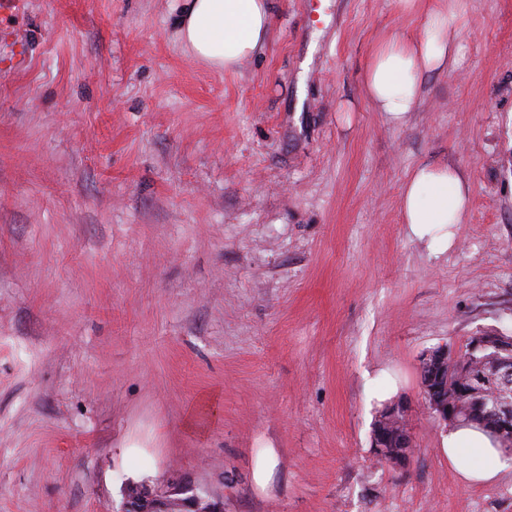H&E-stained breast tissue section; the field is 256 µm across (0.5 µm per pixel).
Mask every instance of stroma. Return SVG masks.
Here are the masks:
<instances>
[{"label":"stroma","mask_w":512,"mask_h":512,"mask_svg":"<svg viewBox=\"0 0 512 512\" xmlns=\"http://www.w3.org/2000/svg\"><path fill=\"white\" fill-rule=\"evenodd\" d=\"M461 61L389 125L365 97L398 0H274L229 72L183 0L0 15V512H118L180 479L224 512H512L465 484L421 356L512 335V0H467ZM423 163L470 182L455 242L408 236ZM415 453L370 444L387 381Z\"/></svg>","instance_id":"stroma-1"}]
</instances>
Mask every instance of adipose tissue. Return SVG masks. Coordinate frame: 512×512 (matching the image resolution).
Here are the masks:
<instances>
[{
	"mask_svg": "<svg viewBox=\"0 0 512 512\" xmlns=\"http://www.w3.org/2000/svg\"><path fill=\"white\" fill-rule=\"evenodd\" d=\"M403 7L423 10L422 28L411 37L396 32L381 37L363 81L367 99L396 127L415 112L425 80L456 66V35L465 14L463 0H404ZM272 13V0H186L176 35L204 65L231 70L261 47ZM469 198L468 179L454 166H419L402 188L403 222L412 237L450 248L451 227L463 222ZM444 448L468 483L492 481L512 466L487 435L470 426L449 427Z\"/></svg>",
	"mask_w": 512,
	"mask_h": 512,
	"instance_id": "ef3b65f1",
	"label": "adipose tissue"
}]
</instances>
